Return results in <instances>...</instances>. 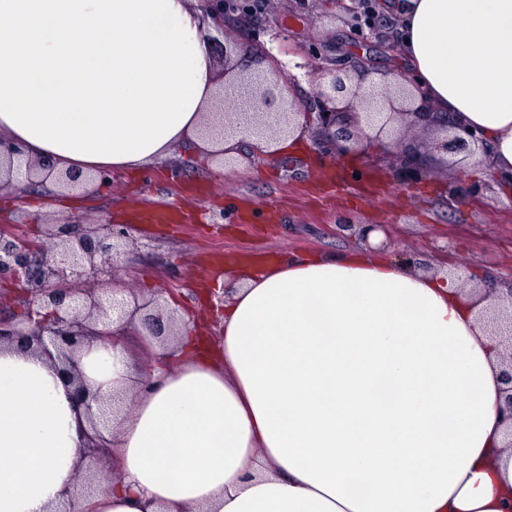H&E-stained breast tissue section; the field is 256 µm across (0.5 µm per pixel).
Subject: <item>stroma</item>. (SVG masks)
Listing matches in <instances>:
<instances>
[{
	"mask_svg": "<svg viewBox=\"0 0 512 512\" xmlns=\"http://www.w3.org/2000/svg\"><path fill=\"white\" fill-rule=\"evenodd\" d=\"M395 27V19H384L363 40L335 0H270L252 27H226L223 37L264 44L289 66L317 52L349 66L367 58L371 74L385 75L408 68ZM314 132L313 121H306L304 152L261 153L244 165L235 156L183 157L174 180L165 178L163 160L135 176L116 175L110 191L78 192V206L67 210L58 208L60 194L51 186L0 190V228L41 239L49 224L65 218L98 216L129 225L133 243L121 283L144 294L173 290L180 313L200 321L213 338L218 324L204 316L234 289L224 275L228 252L275 260L309 251L338 254L362 247V224L383 225L382 246L396 259H415L424 269L464 264L481 271L488 287L512 286L511 191L492 178L477 179L465 164L434 161L435 138L427 131L405 135L428 169L413 185L383 151H360L337 172ZM474 181L481 184L478 196L466 195ZM452 189L462 192L460 203L449 204ZM160 204L182 211L186 222L139 223L141 209ZM219 210L223 223H212L211 213Z\"/></svg>",
	"mask_w": 512,
	"mask_h": 512,
	"instance_id": "stroma-1",
	"label": "stroma"
}]
</instances>
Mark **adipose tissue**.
Returning a JSON list of instances; mask_svg holds the SVG:
<instances>
[{"instance_id":"adipose-tissue-1","label":"adipose tissue","mask_w":512,"mask_h":512,"mask_svg":"<svg viewBox=\"0 0 512 512\" xmlns=\"http://www.w3.org/2000/svg\"><path fill=\"white\" fill-rule=\"evenodd\" d=\"M416 105L476 130L478 176L512 186V0H396ZM196 0H0V138L54 171L135 176L202 126L219 89ZM218 341L180 325L177 366L77 351L119 464L88 494L90 425L56 357L0 344V512H504L498 304L387 254L233 265Z\"/></svg>"}]
</instances>
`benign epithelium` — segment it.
<instances>
[{
    "mask_svg": "<svg viewBox=\"0 0 512 512\" xmlns=\"http://www.w3.org/2000/svg\"><path fill=\"white\" fill-rule=\"evenodd\" d=\"M217 25L224 26L229 19L241 27L249 25L265 3L257 0H203ZM379 0H349L344 9L360 31L372 30ZM217 53L224 57V96L246 104L255 112L252 126L245 135L263 137L272 128L271 117H276L281 131L291 129V115L302 111L300 102L276 106L275 88L279 83L295 81L281 62L270 52L255 44H216ZM269 60L264 72L255 65ZM301 67L318 70L326 84L318 86L316 97L321 111L316 113V125L330 150L338 158L353 155L361 139L368 133L381 134L398 117L413 114V93L408 86L416 82L401 72L378 85L369 94L363 92L368 75L365 67L355 74L330 64L322 66L309 61ZM375 112L378 119L362 127L352 119V112L360 105ZM477 138L445 135L437 148L445 153L472 154ZM392 157L408 181H416L425 172L423 161L407 162L406 147L393 141ZM26 162L28 173L40 182H52L59 189L81 188L87 182L101 191L112 186V175L102 172L85 179L74 172L53 174L50 166L26 159L22 145L0 140V189H21L22 183L12 178L13 163ZM48 245L34 239H18L0 233V280L15 285L27 301L25 326L0 319V343L11 340L29 344L34 341L43 351L53 346L61 357L62 372L74 385V400L86 411L91 425L90 444L84 457L104 465L107 479H112L114 467L111 458L104 456L103 436L96 417H105L112 403L92 390L84 380L75 360V352L96 340H104L117 347L125 345L124 337L136 332L144 340L167 345L176 335L180 321L171 293L163 288L150 299H139L131 288H118L116 282L123 258L130 246V234L125 224H114L106 219L88 222H66L52 225ZM109 323L113 329L99 331L98 324ZM493 332L508 352V370L503 372L505 403L501 409L502 425L507 437L506 447L512 448V290L509 302L495 307Z\"/></svg>",
    "mask_w": 512,
    "mask_h": 512,
    "instance_id": "7a95c632",
    "label": "benign epithelium"
}]
</instances>
